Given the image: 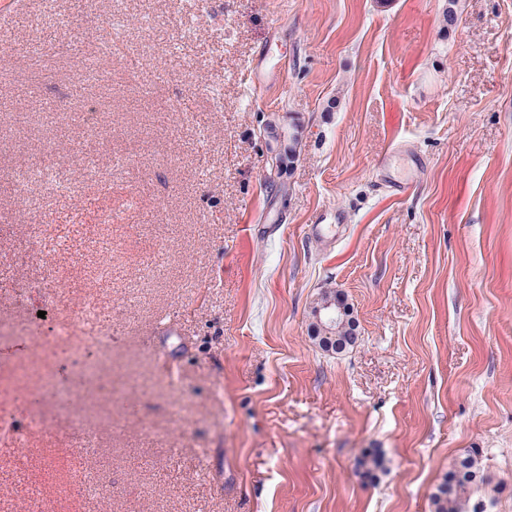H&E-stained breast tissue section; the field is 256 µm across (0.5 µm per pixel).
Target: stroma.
<instances>
[{
    "instance_id": "stroma-1",
    "label": "stroma",
    "mask_w": 512,
    "mask_h": 512,
    "mask_svg": "<svg viewBox=\"0 0 512 512\" xmlns=\"http://www.w3.org/2000/svg\"><path fill=\"white\" fill-rule=\"evenodd\" d=\"M451 7L0 0V512H432L473 449L512 512V0ZM47 159L79 192L36 207ZM47 382L74 410L21 402ZM55 170L52 166L41 165L27 168H19L13 172V180L23 190H30L34 187H43L49 193L71 190L70 186L53 183L48 178V173ZM315 313V310H314ZM346 307L343 305V300L339 295L329 297L327 301L323 302L315 313L316 322L319 323L324 329H330L336 326L339 321L346 322L347 320ZM313 332L314 339L318 341V344L325 350H332L334 352H342L345 349L353 346L357 340L358 336H356L355 328L353 322H347L341 330L338 332V338L335 341L328 340L325 341L323 338H320L321 335L320 330L317 328L316 324H313Z\"/></svg>"
}]
</instances>
